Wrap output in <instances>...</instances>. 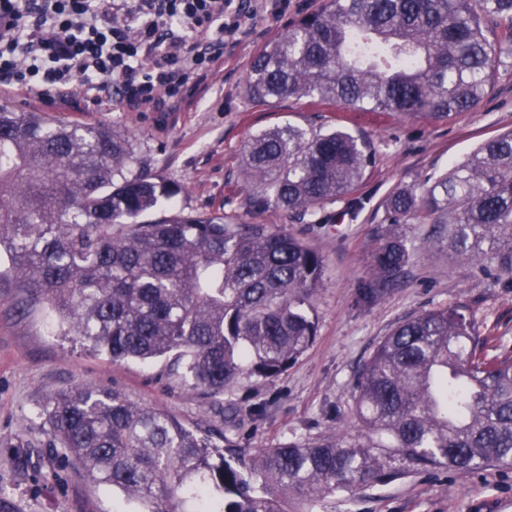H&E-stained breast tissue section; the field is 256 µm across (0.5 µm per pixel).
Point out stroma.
Segmentation results:
<instances>
[{
	"label": "stroma",
	"mask_w": 512,
	"mask_h": 512,
	"mask_svg": "<svg viewBox=\"0 0 512 512\" xmlns=\"http://www.w3.org/2000/svg\"><path fill=\"white\" fill-rule=\"evenodd\" d=\"M322 0H289L272 14L265 0H233L242 28L224 45V60L203 90L174 112L167 126L147 113L112 102L86 112L0 94V105L42 112L64 121L112 126L135 139L136 167L177 186V210L224 213L251 224H273L322 253L325 274L313 306L312 346L272 381L240 380L212 398L185 384L168 360L112 362L66 335L45 303L28 301L10 274L0 275V493L18 512H112L111 489L92 482L52 437L42 407L48 394L87 384L116 389L130 401L175 413L186 426L246 451L307 440L332 431H357L352 383L377 345L400 322L441 306L464 307L487 357L512 355V284L490 276L485 264L463 263L428 224H387L384 202L398 187L442 173L481 143L512 128V55L503 56L482 101L447 119L401 118L313 107L283 99L262 106L245 94L251 61ZM333 125L363 137L373 160L356 195L361 208L339 200L321 209L320 223L286 213L248 209L242 154L249 138L276 125ZM394 233L410 248L404 275L364 297L370 254ZM311 512H512V467L462 471L424 469L373 488L339 491L314 502Z\"/></svg>",
	"instance_id": "1"
}]
</instances>
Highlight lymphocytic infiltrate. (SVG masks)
<instances>
[{
	"instance_id": "f902f5d3",
	"label": "lymphocytic infiltrate",
	"mask_w": 512,
	"mask_h": 512,
	"mask_svg": "<svg viewBox=\"0 0 512 512\" xmlns=\"http://www.w3.org/2000/svg\"><path fill=\"white\" fill-rule=\"evenodd\" d=\"M230 0H0V93L170 112L224 58Z\"/></svg>"
}]
</instances>
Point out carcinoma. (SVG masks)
Instances as JSON below:
<instances>
[{
	"label": "carcinoma",
	"mask_w": 512,
	"mask_h": 512,
	"mask_svg": "<svg viewBox=\"0 0 512 512\" xmlns=\"http://www.w3.org/2000/svg\"><path fill=\"white\" fill-rule=\"evenodd\" d=\"M512 53V0H323L255 56L256 103L306 99L357 112L449 118L487 93ZM133 137L105 125L0 108V257L114 362L172 358L211 397L242 378L273 380L314 342L312 298L324 258L273 224L224 214L141 217L174 189L135 172ZM247 205L316 224L372 163L339 128L274 126L242 159ZM388 224L448 225V250L512 279V130L449 171L385 202ZM406 241L373 249L375 285L396 281ZM460 306L399 323L355 382V435H322L244 453L212 446L174 414L117 390L78 385L43 406L49 430L118 512H288L427 467L512 465V357L488 360Z\"/></svg>",
	"instance_id": "cac0c4a2"
}]
</instances>
